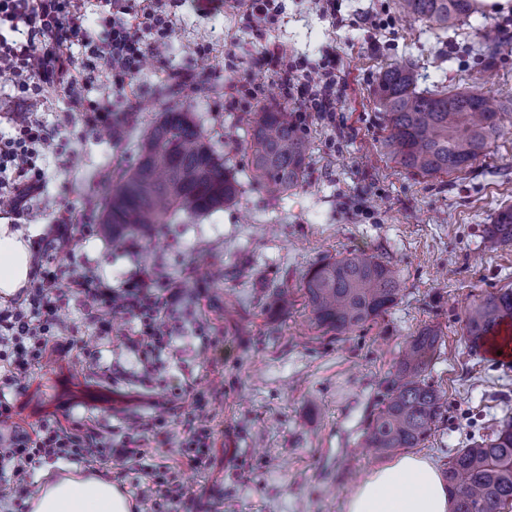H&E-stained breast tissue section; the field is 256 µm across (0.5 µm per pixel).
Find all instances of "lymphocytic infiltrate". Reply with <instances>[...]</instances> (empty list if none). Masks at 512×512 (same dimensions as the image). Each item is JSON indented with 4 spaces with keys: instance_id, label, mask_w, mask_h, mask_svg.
Segmentation results:
<instances>
[{
    "instance_id": "1",
    "label": "lymphocytic infiltrate",
    "mask_w": 512,
    "mask_h": 512,
    "mask_svg": "<svg viewBox=\"0 0 512 512\" xmlns=\"http://www.w3.org/2000/svg\"><path fill=\"white\" fill-rule=\"evenodd\" d=\"M231 6L250 20L254 37L263 44L264 65L276 74L285 98L295 104V123L307 128L314 113L332 120L334 65L308 63L289 54L286 47L266 41L269 23L283 12V0H231ZM173 31V19L158 0H142L137 8L126 0H99L92 22L85 0H0V93L32 99L63 88L69 92L71 111L100 125L111 123V107L88 99L78 89L83 62L75 58L73 45L81 44L87 57L100 60L108 75L122 80L140 71L149 52L165 48ZM56 137V129L26 114L12 117L9 132L0 131V194L11 199L17 217L25 216L29 201L41 191L40 163L53 151ZM54 286V277L35 267L21 299L0 307V358L6 361L1 378L8 384H20L32 363L53 350ZM66 286L82 298L89 315L122 308L138 325L135 335L126 337V346L136 352L145 381L160 380L155 358L172 335L169 320L177 310L180 289L171 282L155 285L144 273L115 288L82 265L70 270ZM147 428L150 441L136 439L116 450L110 436L98 431H69L49 423L31 433L13 426L0 440V464L10 469L11 487L27 493L38 460L79 459L94 464L115 453L141 475L149 512H164L170 503L186 502L188 496L176 468L161 469L150 462V445H162L167 439L165 418L154 419Z\"/></svg>"
}]
</instances>
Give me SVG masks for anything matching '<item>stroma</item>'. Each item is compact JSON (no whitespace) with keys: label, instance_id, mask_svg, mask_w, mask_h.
<instances>
[{"label":"stroma","instance_id":"1","mask_svg":"<svg viewBox=\"0 0 512 512\" xmlns=\"http://www.w3.org/2000/svg\"><path fill=\"white\" fill-rule=\"evenodd\" d=\"M160 2L176 30L167 51L147 56L133 82L96 78L83 91L93 100L136 103L137 140L165 108L160 86L194 77L198 88L178 101L223 155L242 194L222 211L168 225L164 236L133 237L114 248L101 224L83 214L102 175L129 162L126 148L70 112L64 91L0 106L62 128L25 223L78 225L69 245L44 261L58 284L59 334L82 347L33 365L13 422L31 432L49 420L81 424L122 442L161 414L170 419V438L155 459L179 468L192 512H342L355 481L384 464L362 453V432L405 341L427 326L441 332L429 380L447 398L448 412L422 455L443 465L493 423L512 418V361L472 353L464 329L474 298L512 288V243L494 250L484 243L486 224L512 204V7H482L437 32L400 16L392 0H336L332 19L311 0H284L269 38L309 63L335 62L336 119L311 123L304 181L272 194L252 181L246 115L228 88L231 77L251 76L266 85L261 105L285 103L278 81L258 63L249 22L229 10L201 14L189 0ZM489 27L500 28L507 44L488 77L477 48ZM200 44L209 47L203 60L195 52ZM405 61L414 64L419 89L478 84L510 106L500 134L464 171L424 178L388 158L373 87L384 67ZM349 251L389 261L403 292L387 314L337 337L310 326L300 280L310 266ZM80 264L114 285L147 267L182 286L164 361L171 385L195 384L199 400L160 395L140 382L119 340L127 315L106 310L92 320L68 290V269ZM272 282L291 290L290 314L266 305ZM103 320L116 333L106 343L97 339ZM198 405L214 433L203 467L183 457L173 422Z\"/></svg>","mask_w":512,"mask_h":512}]
</instances>
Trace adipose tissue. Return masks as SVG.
<instances>
[{
    "label": "adipose tissue",
    "mask_w": 512,
    "mask_h": 512,
    "mask_svg": "<svg viewBox=\"0 0 512 512\" xmlns=\"http://www.w3.org/2000/svg\"><path fill=\"white\" fill-rule=\"evenodd\" d=\"M40 228L0 221V302L25 288L32 270V240ZM30 512H131L129 497L111 481L67 475L44 483ZM448 492L433 462L406 454L371 471L350 492L344 512H449Z\"/></svg>",
    "instance_id": "obj_1"
}]
</instances>
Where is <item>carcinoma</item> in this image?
<instances>
[{
	"label": "carcinoma",
	"instance_id": "obj_1",
	"mask_svg": "<svg viewBox=\"0 0 512 512\" xmlns=\"http://www.w3.org/2000/svg\"><path fill=\"white\" fill-rule=\"evenodd\" d=\"M476 0H393L395 10L448 31L475 13ZM502 41L492 29L481 43L484 65L495 66ZM389 134L385 146L408 173L423 177L468 168L499 134L505 111L477 87L431 92L417 89L410 63L380 73L374 89ZM138 113L112 116L107 136L128 141ZM253 179L281 193L296 187L307 170L309 144L285 108H267L246 121ZM104 196L93 203L104 231L118 243L133 234L162 231L180 219H196L236 201L240 183L193 113L173 103L138 141L133 163L117 164L104 183ZM493 247L512 242V205L499 210L485 229ZM301 291L316 329L349 334L388 312L401 296L396 272L376 256L350 251L319 262L302 275ZM271 307L288 309V289L269 288ZM512 320V289L505 288L469 305L465 329L470 350L496 337ZM441 336L424 328L410 337L395 371L384 381V398L370 413L365 447L386 456L420 448L442 420L447 401L428 381L430 362ZM450 512H512V419L491 434L457 449L444 463Z\"/></svg>",
	"mask_w": 512,
	"mask_h": 512
}]
</instances>
